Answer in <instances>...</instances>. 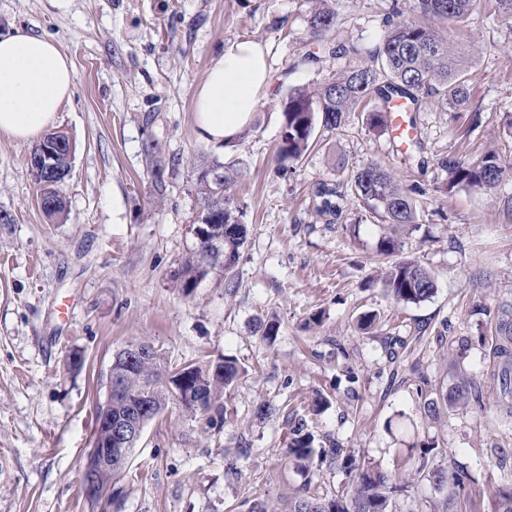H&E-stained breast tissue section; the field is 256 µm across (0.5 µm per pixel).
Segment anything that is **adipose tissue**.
Returning <instances> with one entry per match:
<instances>
[{"label": "adipose tissue", "mask_w": 512, "mask_h": 512, "mask_svg": "<svg viewBox=\"0 0 512 512\" xmlns=\"http://www.w3.org/2000/svg\"><path fill=\"white\" fill-rule=\"evenodd\" d=\"M73 63L52 38L16 29L0 33V136L39 140L53 128L74 93ZM270 85L260 43L240 41L221 51L196 92L194 122L201 140L233 141L255 117Z\"/></svg>", "instance_id": "ef3b65f1"}]
</instances>
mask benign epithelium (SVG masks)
<instances>
[{"instance_id": "7a95c632", "label": "benign epithelium", "mask_w": 512, "mask_h": 512, "mask_svg": "<svg viewBox=\"0 0 512 512\" xmlns=\"http://www.w3.org/2000/svg\"><path fill=\"white\" fill-rule=\"evenodd\" d=\"M73 143L69 132L63 128L50 131L35 146V151L27 159V167L33 181L39 183L37 194L39 207H44L45 197L51 194L60 183L68 180L72 168L60 167L61 157L72 155ZM192 234L197 246H206L209 254L217 256L222 251L223 239L215 235L213 221L206 215H197L192 225ZM155 416L154 409L143 405L142 409L103 423L104 434L92 442L84 466V489L87 497L98 501L103 496L101 486L95 480V472L112 469V458L130 451V445L139 439L147 423Z\"/></svg>"}]
</instances>
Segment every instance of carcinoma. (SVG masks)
<instances>
[{
    "label": "carcinoma",
    "instance_id": "1",
    "mask_svg": "<svg viewBox=\"0 0 512 512\" xmlns=\"http://www.w3.org/2000/svg\"><path fill=\"white\" fill-rule=\"evenodd\" d=\"M308 24L310 35L317 42V51L304 54L301 63L317 62L321 56L334 58L346 53L344 46L332 42L328 34L338 25V13L333 0H314ZM493 7L512 28V0H414L410 17L390 21L373 47L364 49L368 62L347 67L325 78L317 86L291 88L282 102L281 140L276 149V161L288 172L292 163L305 156L312 143L316 123L335 130L345 123L352 112H367L371 128L382 132L388 126V104L403 99L407 108L416 112L425 100H434L449 109H465L469 101V86L473 81V53L451 39L449 30L465 22L473 13ZM145 155L158 193L166 191L165 162L159 156L158 143H146ZM438 166L449 171L450 181L441 189L461 186L472 190L493 189L512 173V164L505 163L496 153H486L471 163H461L442 157ZM206 164L193 165L195 191L200 209H211L214 185L205 176ZM246 175L242 163L223 166L224 211L219 224L224 226V262L211 265L198 249H193L174 275L176 287L189 293L196 284L210 275L224 277L231 273L245 247L248 228L241 221L239 208L230 194L232 186ZM352 189L367 209L393 228V233L381 239L379 254L401 253V240L396 232L407 235L419 228L415 201L397 180L395 174L379 163H367L353 175ZM315 194L321 198L319 211L336 216L333 199L340 195L334 185L320 182ZM53 208L45 216L62 222L68 217L66 200L55 197ZM386 293L396 302L417 304L430 298L436 289L434 276L420 261L402 257L393 262L382 279ZM499 342L495 351L502 362L501 392L512 396V317L501 322ZM185 372V391L193 398L182 406L189 415L205 413L222 416L224 407L218 403L224 390L240 376L236 361L226 358L210 368L184 365L168 369L161 353L152 350L148 360L128 362V356L117 353L112 358V374L122 384V393L112 396V418L125 415L140 400L146 398L159 411L173 401L164 382L179 372ZM431 449L423 448L417 472L432 479L437 489L449 486L456 490L466 487L467 471H444L429 466ZM286 458L296 470L309 474L328 459H336L348 470L351 483L348 490L317 495L304 489L288 499L286 512H392V496L398 491L397 478L377 466L365 463L343 449L314 446V436L307 424L298 422L289 429ZM490 512H512V482L495 490Z\"/></svg>",
    "mask_w": 512,
    "mask_h": 512
}]
</instances>
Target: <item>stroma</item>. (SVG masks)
I'll return each mask as SVG.
<instances>
[{
  "instance_id": "1",
  "label": "stroma",
  "mask_w": 512,
  "mask_h": 512,
  "mask_svg": "<svg viewBox=\"0 0 512 512\" xmlns=\"http://www.w3.org/2000/svg\"><path fill=\"white\" fill-rule=\"evenodd\" d=\"M411 0H335L333 41L347 53L302 64L312 50L309 0H0V31L52 36L72 60L74 94L57 125L75 142L66 221L46 219L27 169L30 143L0 137V512H248L253 499L286 505L295 490L342 489L349 474L323 463L306 476L284 449L291 422L387 472L411 478L394 512H489L512 480V397L501 398L495 343L512 310V178L494 190L455 189L437 160L487 152L512 162V28L473 14V92L467 112L436 102L414 113L417 142L401 147L363 113L329 131L282 177L275 162L280 106L366 62L392 10ZM242 40L268 49L270 88L233 146L201 140L195 94L219 52ZM157 140L167 190L156 194L144 146ZM242 161L232 189L249 235L230 275L190 294L172 276L192 252L199 210L190 163ZM389 166L414 198L420 228L403 243L433 273L429 300L399 304L382 286L386 227L356 201L360 166ZM339 186L327 223L317 183ZM280 323L273 343L261 323ZM154 344L169 366L231 356L246 368L224 393L223 418L168 406L151 420L112 497L82 485L95 407L113 355ZM470 383L480 405L424 409L438 390ZM279 406L260 420V403ZM436 465L468 471L454 504L418 475L422 446ZM238 456L237 473L226 459Z\"/></svg>"
}]
</instances>
